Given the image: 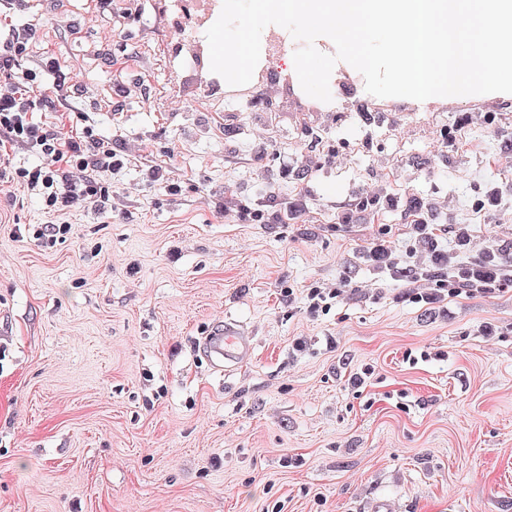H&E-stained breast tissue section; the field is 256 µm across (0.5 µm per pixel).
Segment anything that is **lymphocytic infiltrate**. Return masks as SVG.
<instances>
[{"instance_id":"1","label":"lymphocytic infiltrate","mask_w":512,"mask_h":512,"mask_svg":"<svg viewBox=\"0 0 512 512\" xmlns=\"http://www.w3.org/2000/svg\"><path fill=\"white\" fill-rule=\"evenodd\" d=\"M19 146L34 150L39 161L16 168L13 180L40 199L49 217L40 235L51 242L70 232L67 217L73 210L91 202L106 206L110 193L103 178L124 166L123 156L111 143L89 130L72 135L63 124L43 122L34 101L15 84L6 83L0 85V153Z\"/></svg>"}]
</instances>
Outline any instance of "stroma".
Wrapping results in <instances>:
<instances>
[{"mask_svg":"<svg viewBox=\"0 0 512 512\" xmlns=\"http://www.w3.org/2000/svg\"><path fill=\"white\" fill-rule=\"evenodd\" d=\"M163 6L0 0V48L28 33L0 80L53 65L43 119L133 150L115 209L52 244L9 181L35 153L0 161V512H512V284L403 276L461 226L463 263L512 243V94L380 98L340 61L331 102L293 71L271 108L254 82L231 101L172 69ZM410 197L445 202L433 232L387 205ZM230 320L255 348L221 374L201 342Z\"/></svg>","mask_w":512,"mask_h":512,"instance_id":"1","label":"stroma"}]
</instances>
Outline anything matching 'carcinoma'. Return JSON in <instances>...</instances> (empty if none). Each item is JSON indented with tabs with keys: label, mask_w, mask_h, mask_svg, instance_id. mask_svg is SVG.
Returning <instances> with one entry per match:
<instances>
[{
	"label": "carcinoma",
	"mask_w": 512,
	"mask_h": 512,
	"mask_svg": "<svg viewBox=\"0 0 512 512\" xmlns=\"http://www.w3.org/2000/svg\"><path fill=\"white\" fill-rule=\"evenodd\" d=\"M471 238L466 228L458 230L454 248L446 253L434 255V269L427 273L419 269H410L405 277L409 280L420 276L440 277L447 279L454 288L471 287L486 288L495 282L497 284L512 281V251L507 248H491L482 252L481 257L470 265L457 261L459 253L469 249Z\"/></svg>",
	"instance_id": "1"
}]
</instances>
